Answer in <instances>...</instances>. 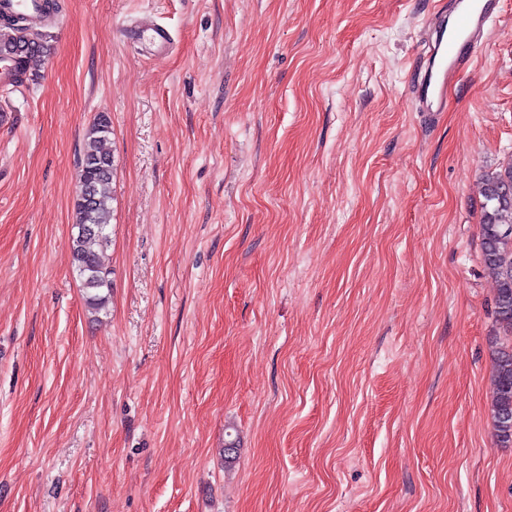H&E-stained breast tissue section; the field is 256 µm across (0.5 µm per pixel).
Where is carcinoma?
Returning a JSON list of instances; mask_svg holds the SVG:
<instances>
[{
    "mask_svg": "<svg viewBox=\"0 0 512 512\" xmlns=\"http://www.w3.org/2000/svg\"><path fill=\"white\" fill-rule=\"evenodd\" d=\"M45 25L20 14L0 12V60L14 65L17 75L36 77L50 54ZM108 118L99 115L87 132L80 167L84 196L74 201L77 233L72 238V265L82 282L89 309L98 314L108 300L110 272L102 261L109 243L112 218V154ZM484 205L480 218L481 257L495 281L494 318L498 334L492 340V423L497 442L512 446V162L486 173L481 181Z\"/></svg>",
    "mask_w": 512,
    "mask_h": 512,
    "instance_id": "cac0c4a2",
    "label": "carcinoma"
}]
</instances>
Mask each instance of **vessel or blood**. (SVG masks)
Here are the masks:
<instances>
[{
  "label": "vessel or blood",
  "instance_id": "obj_1",
  "mask_svg": "<svg viewBox=\"0 0 512 512\" xmlns=\"http://www.w3.org/2000/svg\"><path fill=\"white\" fill-rule=\"evenodd\" d=\"M502 4L503 0H443L424 43L423 67L412 84L418 110L433 113L445 110L449 87L472 66ZM452 14L457 17L453 28L448 25ZM124 35L145 39L154 57L165 55L171 47V35L162 27L147 33L131 25L126 27Z\"/></svg>",
  "mask_w": 512,
  "mask_h": 512
}]
</instances>
